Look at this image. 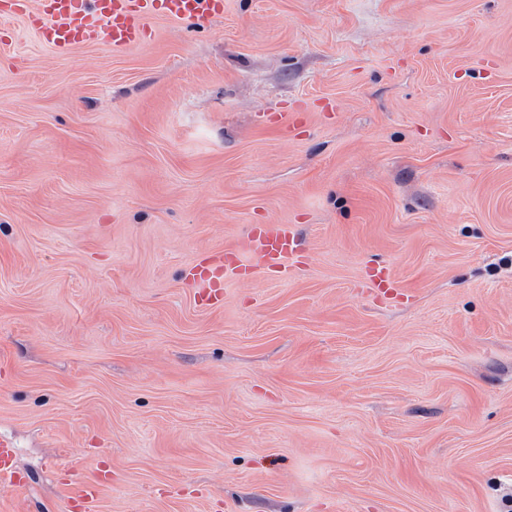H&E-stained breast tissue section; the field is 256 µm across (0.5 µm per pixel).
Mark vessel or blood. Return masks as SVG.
<instances>
[{
	"instance_id": "b4317fda",
	"label": "vessel or blood",
	"mask_w": 512,
	"mask_h": 512,
	"mask_svg": "<svg viewBox=\"0 0 512 512\" xmlns=\"http://www.w3.org/2000/svg\"><path fill=\"white\" fill-rule=\"evenodd\" d=\"M224 14V0H0V17H24L56 54L99 40L110 50H124L150 42L148 20L163 16L175 21L206 22ZM303 251V239L292 224H251L245 249H233L232 262L220 251L200 256L193 269L198 304L220 307L224 284L249 273L284 274ZM12 445L0 440V481L21 489L24 481L13 470ZM106 488L97 476L63 485L65 512H96Z\"/></svg>"
}]
</instances>
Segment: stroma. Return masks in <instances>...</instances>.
<instances>
[{
  "label": "stroma",
  "mask_w": 512,
  "mask_h": 512,
  "mask_svg": "<svg viewBox=\"0 0 512 512\" xmlns=\"http://www.w3.org/2000/svg\"><path fill=\"white\" fill-rule=\"evenodd\" d=\"M0 27V504L104 459L97 512H506L512 0H224L64 57ZM258 222L301 258L199 306ZM13 456L12 445L6 440H0V481L6 480L15 490L23 487L22 477L13 470L11 459Z\"/></svg>",
  "instance_id": "obj_1"
}]
</instances>
